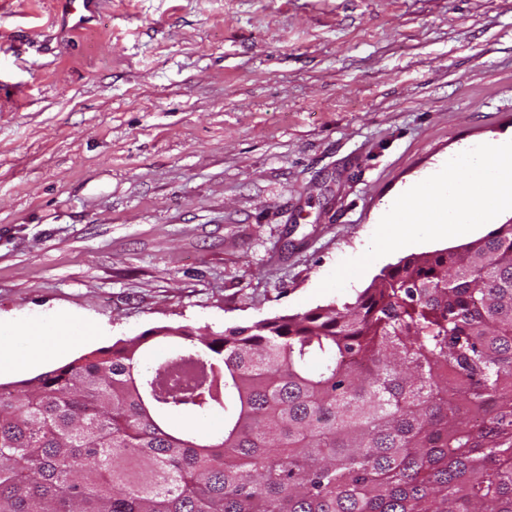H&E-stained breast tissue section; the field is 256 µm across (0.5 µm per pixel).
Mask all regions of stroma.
Instances as JSON below:
<instances>
[{"mask_svg":"<svg viewBox=\"0 0 512 512\" xmlns=\"http://www.w3.org/2000/svg\"><path fill=\"white\" fill-rule=\"evenodd\" d=\"M512 139V0H0V346L35 377L161 326L352 301L320 283L403 188ZM52 355V351L42 343L40 336L33 334L29 339V348L24 353L0 350V371L2 367H23L32 361L47 359Z\"/></svg>","mask_w":512,"mask_h":512,"instance_id":"stroma-1","label":"stroma"}]
</instances>
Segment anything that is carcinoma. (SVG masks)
<instances>
[{"label": "carcinoma", "mask_w": 512, "mask_h": 512, "mask_svg": "<svg viewBox=\"0 0 512 512\" xmlns=\"http://www.w3.org/2000/svg\"><path fill=\"white\" fill-rule=\"evenodd\" d=\"M0 512H512V223L340 307L0 384Z\"/></svg>", "instance_id": "carcinoma-1"}]
</instances>
